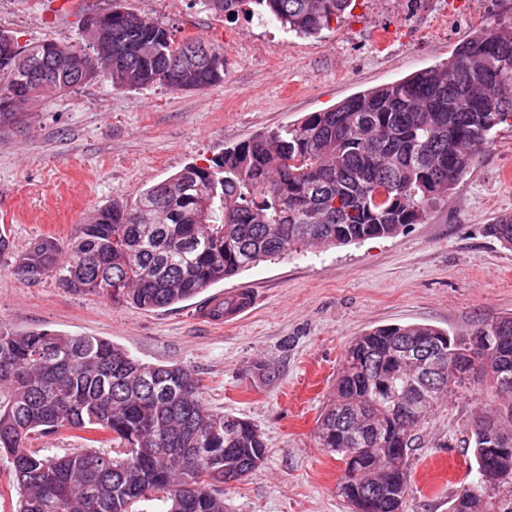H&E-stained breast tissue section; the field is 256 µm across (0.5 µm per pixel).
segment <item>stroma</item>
Segmentation results:
<instances>
[{"instance_id": "stroma-1", "label": "stroma", "mask_w": 512, "mask_h": 512, "mask_svg": "<svg viewBox=\"0 0 512 512\" xmlns=\"http://www.w3.org/2000/svg\"><path fill=\"white\" fill-rule=\"evenodd\" d=\"M224 53V80L195 91H129L93 81L28 106L0 125V228L16 249L69 240L95 209L210 161L254 133L298 123L365 89L445 62L476 31L512 22V0H355L316 37L286 33L200 0H127ZM112 0H0V29L19 43L80 41ZM512 216V128L499 127L468 175L423 223L395 235L263 261L197 297L145 311L37 284L0 257V325L111 340L134 357L177 364L203 381L211 409L257 425L266 458L224 484V512H350L337 495L344 465L319 448L317 420L352 338L389 324L425 323L454 337L512 314V247L486 227ZM254 291V310L213 326L197 319L216 295ZM473 394L442 404L420 427L402 512H448L474 478L460 444Z\"/></svg>"}]
</instances>
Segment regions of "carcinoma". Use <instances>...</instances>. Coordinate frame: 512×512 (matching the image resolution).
Returning a JSON list of instances; mask_svg holds the SVG:
<instances>
[{"mask_svg":"<svg viewBox=\"0 0 512 512\" xmlns=\"http://www.w3.org/2000/svg\"><path fill=\"white\" fill-rule=\"evenodd\" d=\"M352 0H203L215 15L271 17L315 36ZM87 44L51 40L20 45L0 30V123L19 106L83 85L62 61ZM112 42L87 56L95 78L138 90L162 83L200 90L224 81V54L203 38L204 55L187 54L162 21L113 0ZM42 64L45 83L28 81ZM512 127V35L489 26L458 45L448 61L313 112L292 126L256 133L224 149L207 167L185 166L132 202L97 209L64 244L43 237L23 252L0 233V256L36 283L52 275L79 293L144 310L188 301L261 261L313 246L385 238L421 223L469 172L493 131ZM512 245V217L489 225ZM429 324H391L350 343L318 419L319 447L355 467L336 490L366 512H401L409 451L435 408L471 390L480 374L495 398L469 416L464 444L477 476L462 485L450 512H502L485 487L510 485L512 455L479 426L512 436V316L481 322L466 339L443 345ZM66 428L106 438L62 456L26 447L34 435ZM110 445L105 451L94 443ZM384 448H402L394 456ZM0 455L19 490L18 512H224V473L245 477L266 456L257 427L208 408L201 380L179 365L145 363L110 340L0 326Z\"/></svg>","mask_w":512,"mask_h":512,"instance_id":"obj_1","label":"carcinoma"}]
</instances>
